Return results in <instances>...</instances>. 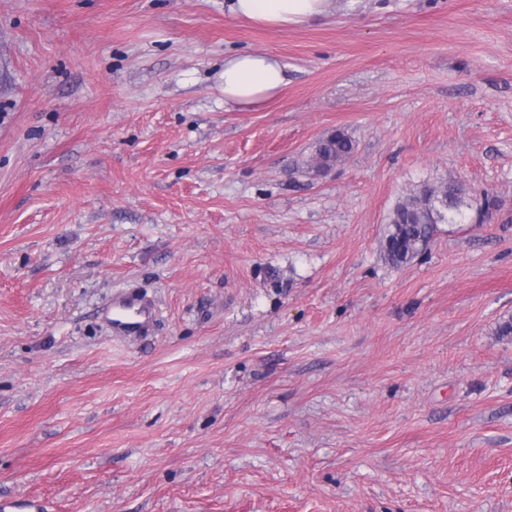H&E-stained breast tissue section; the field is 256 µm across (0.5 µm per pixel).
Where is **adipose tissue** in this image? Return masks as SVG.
<instances>
[{"instance_id": "1", "label": "adipose tissue", "mask_w": 512, "mask_h": 512, "mask_svg": "<svg viewBox=\"0 0 512 512\" xmlns=\"http://www.w3.org/2000/svg\"><path fill=\"white\" fill-rule=\"evenodd\" d=\"M331 0H227L230 14L269 27L300 25L329 12ZM285 66L273 55L239 53L224 60V102L250 108L273 97L285 84Z\"/></svg>"}]
</instances>
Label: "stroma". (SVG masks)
Masks as SVG:
<instances>
[{
  "mask_svg": "<svg viewBox=\"0 0 512 512\" xmlns=\"http://www.w3.org/2000/svg\"><path fill=\"white\" fill-rule=\"evenodd\" d=\"M224 2L0 0V498L512 512V0ZM239 51L287 83L228 110ZM445 180L498 210L392 264L395 204ZM230 14L259 25L288 28L326 15L331 0H227ZM353 150L351 137L342 131H336L316 142L313 153L304 162L305 168L308 172L315 173L328 171L346 160ZM112 331L116 335L144 333L154 318L150 301L133 294L112 298Z\"/></svg>",
  "mask_w": 512,
  "mask_h": 512,
  "instance_id": "35a3bbf8",
  "label": "stroma"
}]
</instances>
